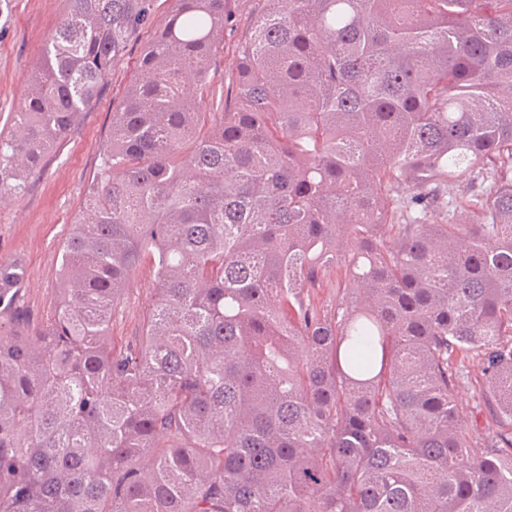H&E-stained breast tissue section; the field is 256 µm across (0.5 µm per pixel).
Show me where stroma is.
Masks as SVG:
<instances>
[{
  "label": "stroma",
  "mask_w": 512,
  "mask_h": 512,
  "mask_svg": "<svg viewBox=\"0 0 512 512\" xmlns=\"http://www.w3.org/2000/svg\"><path fill=\"white\" fill-rule=\"evenodd\" d=\"M177 6V0H153L149 21L130 39L117 58L99 94L80 123L47 153L40 170L28 178L26 192L0 203V258L24 269L18 291L20 305L32 323L50 319L61 285L60 246L83 214L88 191L100 162L99 153L112 132V114L137 79V61ZM69 0H0V131H8L18 105L31 88V76ZM260 9L258 0H231L224 21V42L209 62L205 86L198 90L201 115L198 133L209 131L216 112L239 68V45ZM349 284L345 267L327 270L305 294L311 307L333 312ZM155 274L149 263L133 270L130 282L112 309V345L124 349L141 334L146 314L155 302ZM466 374L456 389L464 416L476 417L483 437L499 432L495 419L479 412L481 368L472 358H459Z\"/></svg>",
  "instance_id": "1"
}]
</instances>
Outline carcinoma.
<instances>
[{"instance_id": "obj_1", "label": "carcinoma", "mask_w": 512, "mask_h": 512, "mask_svg": "<svg viewBox=\"0 0 512 512\" xmlns=\"http://www.w3.org/2000/svg\"><path fill=\"white\" fill-rule=\"evenodd\" d=\"M178 2L112 113L48 322L0 259L21 323L0 322V512H512V0H266L188 150L230 0ZM70 3L0 136L14 195L148 17ZM461 178L471 222H428ZM145 257L157 301L118 352ZM339 265L321 313L304 291ZM459 354L501 421L479 455ZM155 274L146 261L133 270L129 285L123 291L119 302L112 308L110 336L112 346L123 350L141 336L146 314L152 308L155 296ZM348 285L349 277L344 266L330 268L315 288H309L305 292V299L311 307L321 312L333 313Z\"/></svg>"}]
</instances>
